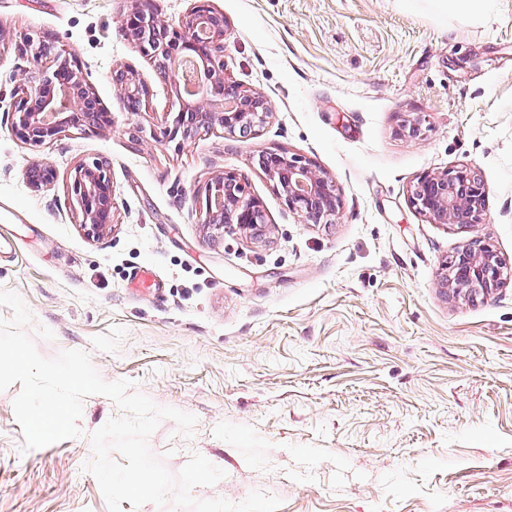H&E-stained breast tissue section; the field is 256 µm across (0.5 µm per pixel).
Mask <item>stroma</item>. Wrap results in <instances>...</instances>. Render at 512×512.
<instances>
[{
  "label": "stroma",
  "instance_id": "stroma-1",
  "mask_svg": "<svg viewBox=\"0 0 512 512\" xmlns=\"http://www.w3.org/2000/svg\"><path fill=\"white\" fill-rule=\"evenodd\" d=\"M130 0H0V290L24 301L39 353L88 354L108 382L193 414L192 438L163 420L152 453L171 473L193 454L224 472L195 499L278 512H512V281L489 296L439 287L477 235L512 269V0L481 13L410 11L400 0H210L226 19V82L260 92L248 137L213 126L183 150L155 139L178 87L122 28ZM75 54L104 129L32 146L11 130L14 92L40 68L22 38ZM144 82L129 112L116 69ZM312 159L341 200L330 224L288 209L256 159ZM57 177L26 184L35 160ZM108 165L112 232L94 241L68 193L82 163ZM474 169L488 188L475 232L410 203L426 173ZM241 174L268 230L211 239L201 192ZM156 285L140 293L134 272ZM0 391V512H107L87 466L92 432L121 410L83 401L81 437L24 450Z\"/></svg>",
  "mask_w": 512,
  "mask_h": 512
}]
</instances>
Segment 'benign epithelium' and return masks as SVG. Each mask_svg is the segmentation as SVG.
Returning a JSON list of instances; mask_svg holds the SVG:
<instances>
[{"label":"benign epithelium","mask_w":512,"mask_h":512,"mask_svg":"<svg viewBox=\"0 0 512 512\" xmlns=\"http://www.w3.org/2000/svg\"><path fill=\"white\" fill-rule=\"evenodd\" d=\"M123 25L141 54L163 73H173L190 102L179 101L171 121L160 131L162 140L181 148L201 131L217 123L232 134L265 123L270 114L266 99L253 91L226 86L223 67L215 64V52L224 37V15L207 0H195L180 23L172 26L158 18L139 0L124 14ZM19 50L39 64L53 58V70L29 84L18 86L12 110V132L21 142L42 145L70 129L106 128L111 113L104 111L87 81L81 62L44 40L22 39ZM113 81L127 102L141 107L148 87L130 71L117 70ZM257 163L289 209L305 222L332 223L340 198L326 172L302 155L262 153ZM54 168L33 163L26 172L29 187L39 191L55 179ZM70 196L81 216L87 237L98 239L112 232L114 196L103 162L81 164L74 169ZM488 190L467 166H453L421 176L411 190V205L435 224H454L473 229L482 223ZM203 224L210 237H224V230L265 232L260 202L252 197L237 173L228 171L205 188ZM502 264L493 247L475 236L463 243L445 264L440 287L455 296L474 299L503 286Z\"/></svg>","instance_id":"1"}]
</instances>
